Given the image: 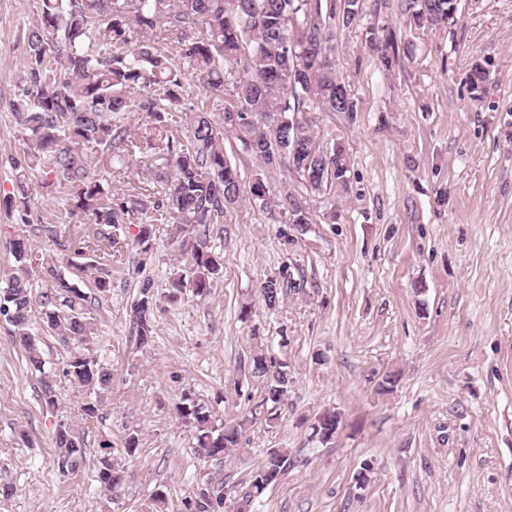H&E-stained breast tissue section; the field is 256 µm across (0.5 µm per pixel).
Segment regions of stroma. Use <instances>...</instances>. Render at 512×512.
<instances>
[{
	"label": "stroma",
	"mask_w": 512,
	"mask_h": 512,
	"mask_svg": "<svg viewBox=\"0 0 512 512\" xmlns=\"http://www.w3.org/2000/svg\"><path fill=\"white\" fill-rule=\"evenodd\" d=\"M363 10L336 29V66L357 109L313 114L320 143L348 153L346 190L314 195L296 174L270 173L304 202L309 223H272L255 204L229 212L212 241L223 278L205 297L160 302L150 346L137 343L131 307L143 279L165 291L185 264L171 225H156L147 255L124 225L107 291L78 280L98 327L83 351L112 373L95 415L83 414L90 395L65 376L70 350L52 336L41 347L59 407L45 408L0 316V484L15 489L0 512H141L159 489L166 512H181L210 474L246 486L273 448L287 449L289 466L252 512H512V0H460L433 29L411 23V0H364ZM40 13L41 0H0L4 193L19 149L12 102L25 34ZM373 24L395 36L391 69L366 43ZM476 64L489 73L477 97ZM35 198L29 222L0 212V280L28 223L72 222L65 190ZM271 277L294 283L273 311L260 295ZM259 348L287 360V398L223 460L199 456L177 404L191 397L228 423L248 415L263 394L247 373ZM391 373L396 386L380 392ZM326 410L340 412L342 428L322 444L311 426ZM63 423L85 444L74 474L54 462ZM131 433L139 446L113 499L97 460L102 444L121 452Z\"/></svg>",
	"instance_id": "stroma-1"
}]
</instances>
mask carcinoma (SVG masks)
<instances>
[{
    "mask_svg": "<svg viewBox=\"0 0 512 512\" xmlns=\"http://www.w3.org/2000/svg\"><path fill=\"white\" fill-rule=\"evenodd\" d=\"M416 26H433L454 19L459 0H413ZM336 3L333 0H42L39 22L26 33L22 81L25 88L12 102L20 130V148L12 157L13 191L0 195V210L27 217L34 204L31 177L40 175L41 188L69 189V213L78 224H96L100 231L85 237L56 224H36L33 232L73 250L93 256L71 263L70 274L55 265L45 267L49 283L36 288L30 277L33 254L29 239L12 241L15 268L0 288V316L13 327L12 342L39 374L45 406L57 405L53 380L44 372L41 330L70 347L65 374L88 390L112 385V372L86 356L82 343L97 329L92 297L75 279H94L109 287L98 260L121 254L114 230L122 224L137 228L136 246L151 251L154 225H176L178 248L186 251L187 267L170 281L169 299L190 287L197 296L208 293L223 272L210 242L224 234L226 214L250 199L278 223H310L306 208L289 192L270 186L267 174L285 169L305 180L306 189L321 194L347 186V153L339 145L317 144L314 121L306 113L356 112L357 102L339 96L345 83L333 58ZM174 41L180 57L192 69L199 86L216 95L231 92L224 112L185 106L183 72L162 49ZM370 46L388 70L397 60L393 34L370 30ZM489 74L473 67L470 89L483 91ZM128 112H143L154 136L140 135L127 121ZM184 114L185 137L173 129L170 113ZM264 116L262 125L246 121L224 125V113ZM298 115L295 126L288 119ZM231 134L260 162L251 183L242 182L236 163L224 154V135ZM164 156L167 169L146 186L131 184V176L151 152ZM128 183L122 193L112 182ZM263 302L277 306L284 285L267 279L260 286ZM157 293L151 279L142 282L132 307L138 342L152 339V315ZM251 376L264 381L258 407H268L273 419L288 394V364L262 352L250 358ZM178 418L195 432L198 451L220 461L238 446L252 419L228 425L208 407L186 397L176 406ZM336 411H323L312 424V437L329 443L340 429ZM83 440L73 428L55 432V462L63 474L85 464ZM288 469V453L272 449L253 471L243 490L210 477L185 498V512H250L253 501L275 485ZM123 470L114 462L110 445L102 446L97 481L112 494L122 485Z\"/></svg>",
    "mask_w": 512,
    "mask_h": 512,
    "instance_id": "1",
    "label": "carcinoma"
}]
</instances>
